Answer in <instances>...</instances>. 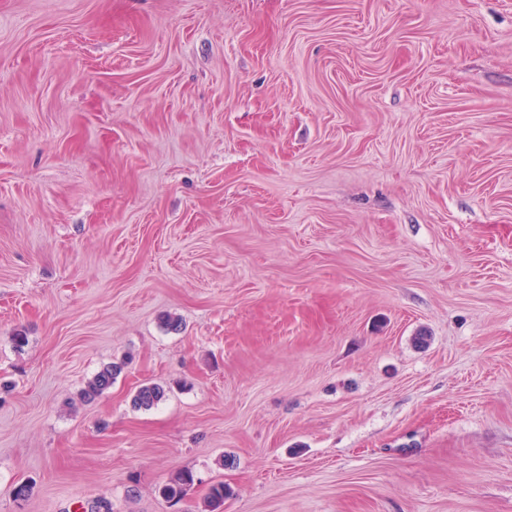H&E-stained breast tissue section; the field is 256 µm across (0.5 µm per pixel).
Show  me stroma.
I'll use <instances>...</instances> for the list:
<instances>
[{
    "mask_svg": "<svg viewBox=\"0 0 512 512\" xmlns=\"http://www.w3.org/2000/svg\"><path fill=\"white\" fill-rule=\"evenodd\" d=\"M216 482L512 512V0H0V512ZM122 367L119 364H109L99 370L90 379L81 392L83 401L90 402L112 387V383L121 373ZM164 394V389L159 385H143L137 389L131 402L135 408L150 409L163 399ZM194 480L195 478L192 471L183 470L170 483L165 484L160 492L169 500L180 501L183 499L187 487L194 484Z\"/></svg>",
    "mask_w": 512,
    "mask_h": 512,
    "instance_id": "1",
    "label": "stroma"
}]
</instances>
